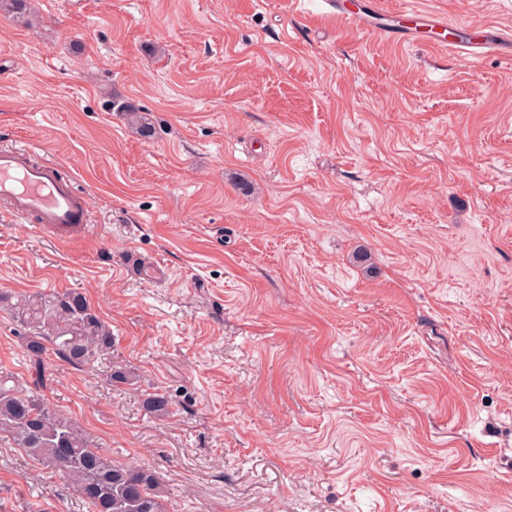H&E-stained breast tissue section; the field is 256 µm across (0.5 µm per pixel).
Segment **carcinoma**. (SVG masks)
Listing matches in <instances>:
<instances>
[{"instance_id":"cac0c4a2","label":"carcinoma","mask_w":512,"mask_h":512,"mask_svg":"<svg viewBox=\"0 0 512 512\" xmlns=\"http://www.w3.org/2000/svg\"><path fill=\"white\" fill-rule=\"evenodd\" d=\"M13 312L26 330L24 354L36 371L33 387L23 390L0 375V440L7 438L52 473L71 483L90 512H168L169 491L155 471L117 466L95 447L78 423L50 407L40 394L41 366L47 354L74 366L112 360V330L89 307L82 293L20 295L0 292V307ZM108 382L132 385L137 375L121 364L110 367ZM170 401L154 394L144 409L157 416Z\"/></svg>"}]
</instances>
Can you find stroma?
I'll use <instances>...</instances> for the list:
<instances>
[{
	"mask_svg": "<svg viewBox=\"0 0 512 512\" xmlns=\"http://www.w3.org/2000/svg\"><path fill=\"white\" fill-rule=\"evenodd\" d=\"M387 5L512 32V0ZM27 8L0 9V145L92 223L60 241L0 203V291L84 294L139 376L49 356L46 402L170 512H512V41L397 44L325 0ZM22 333L0 309L27 386ZM0 512L87 507L0 442Z\"/></svg>",
	"mask_w": 512,
	"mask_h": 512,
	"instance_id": "1",
	"label": "stroma"
}]
</instances>
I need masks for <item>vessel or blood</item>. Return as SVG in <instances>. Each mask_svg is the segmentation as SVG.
Listing matches in <instances>:
<instances>
[{"instance_id": "obj_1", "label": "vessel or blood", "mask_w": 512, "mask_h": 512, "mask_svg": "<svg viewBox=\"0 0 512 512\" xmlns=\"http://www.w3.org/2000/svg\"><path fill=\"white\" fill-rule=\"evenodd\" d=\"M358 30L392 39L399 43L422 41L427 32H435L430 40L433 48L464 51L486 47L501 39L495 31L481 40L447 42L442 34L448 27L445 16L434 13H404L397 23H386L389 14L382 0H370L369 5L355 0H329ZM0 201L6 203L15 216L34 217L51 236L77 239L85 236L89 225V207L86 197L72 183L60 177L56 164L49 159H34L31 150L21 147H0Z\"/></svg>"}]
</instances>
